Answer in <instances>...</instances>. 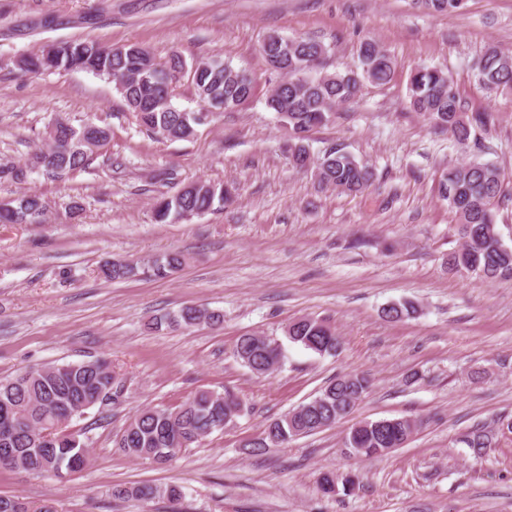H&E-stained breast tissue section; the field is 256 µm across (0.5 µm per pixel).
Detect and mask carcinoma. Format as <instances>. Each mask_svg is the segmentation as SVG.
Wrapping results in <instances>:
<instances>
[{
	"label": "carcinoma",
	"mask_w": 512,
	"mask_h": 512,
	"mask_svg": "<svg viewBox=\"0 0 512 512\" xmlns=\"http://www.w3.org/2000/svg\"><path fill=\"white\" fill-rule=\"evenodd\" d=\"M416 3L432 13L449 15L462 10L466 0ZM261 53L270 70L279 76V81L268 89L265 102L269 110L285 113L282 120L294 139L293 166L314 169L318 184L323 187L348 194L366 191L375 179L373 169L338 150L312 160L305 144L306 133L326 124L337 106L355 100L362 81L389 82L395 72L391 56L377 41L365 39L358 49L360 72L328 73L321 70L328 54L322 42L278 34L266 37ZM15 66L24 74L86 70L115 81V89L137 124L160 140L191 138L199 125L194 113L176 105L177 89L184 81L190 83L203 103L202 111L211 115L236 110L255 94L254 80L221 57H210L190 67L179 53L162 59L137 44L112 47L81 39L51 42L35 54L18 58ZM473 69L488 94H512V51L491 44L474 60ZM408 97L414 111L427 117L433 127L448 132L459 144L466 143L472 131L486 128L495 120L489 111H466L451 75L438 67L423 66L412 71ZM111 140L112 130L107 125L87 122L77 128L59 121L26 161L0 160V180L24 183L28 172L36 167L54 178L82 171ZM439 194L455 213L463 239L462 247L448 254V267L484 280L512 279V247L504 244L493 216V208L502 197L499 168L480 161L452 166L441 175ZM231 198L230 189L221 183L192 181L173 196L160 194L153 208L154 219L167 224L203 215L215 203L223 204ZM45 210L46 202L37 194L0 201V224H35ZM186 262L185 255L168 253L153 259L150 268L153 275L164 278ZM101 273L107 280H125L137 275L138 266L116 260L105 263ZM416 312V307L407 302L384 309L385 317L392 321L411 318ZM223 320L221 313L188 305L154 317L151 326L157 330L164 326L191 328L202 323L217 326ZM284 337L319 355H331L340 348L336 331L327 322L311 317L288 322ZM284 353L280 341L253 334L240 336L233 348L235 359L257 376L277 369ZM113 375L112 362L98 358L50 363L0 379V429L4 422L10 424L8 439L0 443V468L52 473L69 467L73 459L77 467H70L72 474L84 469L89 448L79 434L70 430V424L74 417L103 402ZM370 388L371 380L364 374L332 378L316 397L270 421L250 447H281L296 437L332 428L352 414L353 405ZM240 413L233 391H200L174 409H141L126 422L116 446L130 457L165 463L212 432L224 429V419L232 421ZM419 428L420 421L411 418L362 420L358 427L347 430L343 447L355 457H379L390 453L393 444L412 438ZM505 430L512 432V419L499 418L491 427L470 430L466 443L479 457ZM112 496L143 505L157 499L177 504L184 491L177 484L118 485L112 488ZM0 512L58 510L50 499L35 506L18 496H0Z\"/></svg>",
	"instance_id": "1"
}]
</instances>
